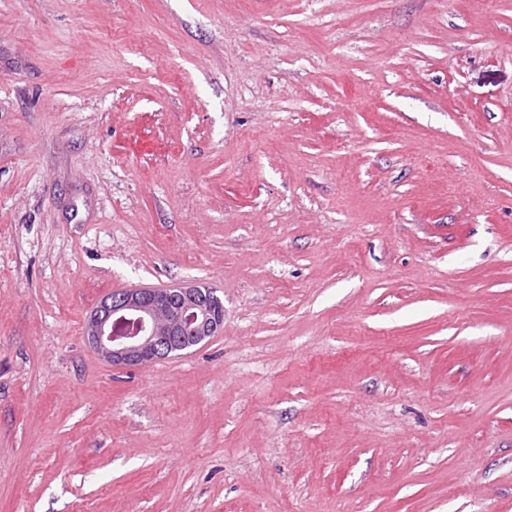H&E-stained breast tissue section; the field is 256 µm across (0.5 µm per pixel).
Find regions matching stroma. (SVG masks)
<instances>
[{"mask_svg": "<svg viewBox=\"0 0 512 512\" xmlns=\"http://www.w3.org/2000/svg\"><path fill=\"white\" fill-rule=\"evenodd\" d=\"M0 512H512V0H0ZM224 329V305L199 285L116 290L85 324L88 343L112 366L180 355Z\"/></svg>", "mask_w": 512, "mask_h": 512, "instance_id": "35a3bbf8", "label": "stroma"}]
</instances>
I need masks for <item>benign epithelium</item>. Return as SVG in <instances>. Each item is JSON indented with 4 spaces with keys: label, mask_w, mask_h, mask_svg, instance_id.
Returning a JSON list of instances; mask_svg holds the SVG:
<instances>
[{
    "label": "benign epithelium",
    "mask_w": 512,
    "mask_h": 512,
    "mask_svg": "<svg viewBox=\"0 0 512 512\" xmlns=\"http://www.w3.org/2000/svg\"><path fill=\"white\" fill-rule=\"evenodd\" d=\"M223 329L221 300L186 284L110 293L91 312L85 335L104 361L137 367L179 355Z\"/></svg>",
    "instance_id": "1"
}]
</instances>
